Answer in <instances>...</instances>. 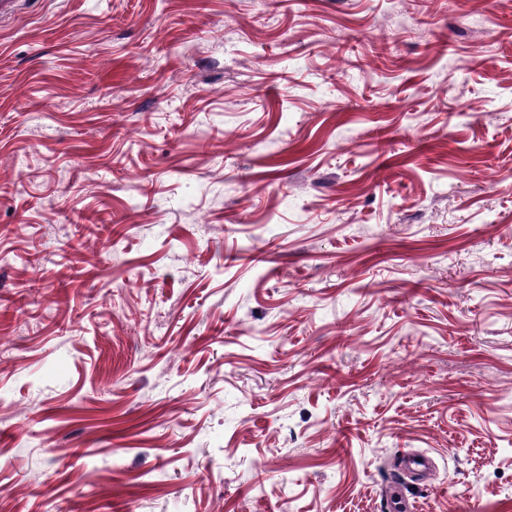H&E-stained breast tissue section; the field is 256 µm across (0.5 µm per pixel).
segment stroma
<instances>
[{"label": "stroma", "instance_id": "stroma-1", "mask_svg": "<svg viewBox=\"0 0 512 512\" xmlns=\"http://www.w3.org/2000/svg\"><path fill=\"white\" fill-rule=\"evenodd\" d=\"M14 2L0 512H512V0Z\"/></svg>", "mask_w": 512, "mask_h": 512}]
</instances>
